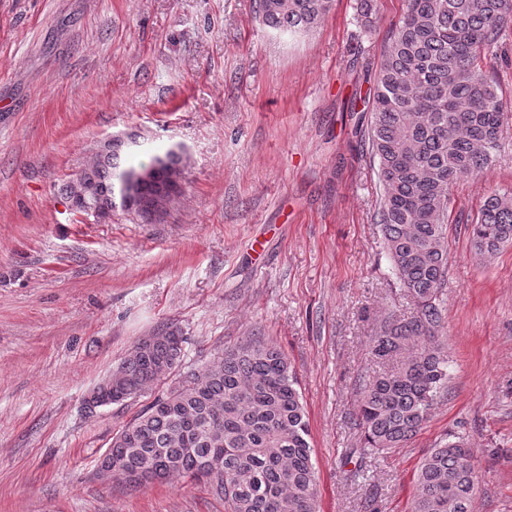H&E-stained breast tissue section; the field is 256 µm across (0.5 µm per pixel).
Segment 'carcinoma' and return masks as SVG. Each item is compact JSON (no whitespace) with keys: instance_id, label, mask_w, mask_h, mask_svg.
<instances>
[{"instance_id":"obj_1","label":"carcinoma","mask_w":512,"mask_h":512,"mask_svg":"<svg viewBox=\"0 0 512 512\" xmlns=\"http://www.w3.org/2000/svg\"><path fill=\"white\" fill-rule=\"evenodd\" d=\"M334 0H259L262 23L306 32ZM512 26V0H406L381 46L368 95V150L382 187L384 249L400 289L414 305L371 339L385 365L362 385L356 422L377 453L402 447L448 391L444 288L445 221L453 184L487 173L506 104L481 52ZM121 141L104 145L63 188L106 210L133 199L136 213L159 218L161 188L183 175L169 151L121 160ZM151 166L153 176L132 182ZM475 249L492 256L512 244V194L486 198L471 228ZM185 338L174 324L137 342L112 376L121 405L168 379ZM306 409L285 354L260 339L224 349L205 368L181 374L113 437L112 475L131 487L187 475L205 481L227 512H319ZM410 512H473V452L454 434L423 457Z\"/></svg>"}]
</instances>
